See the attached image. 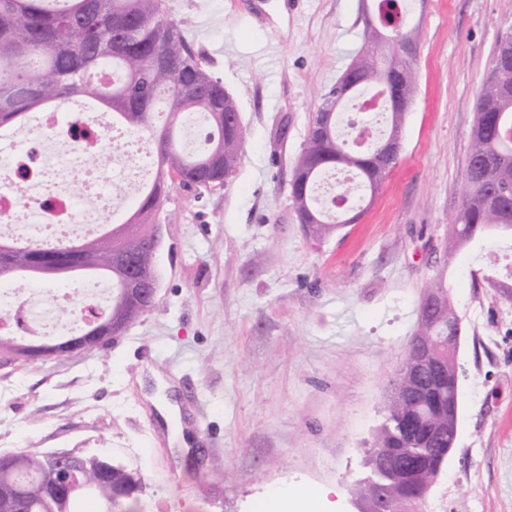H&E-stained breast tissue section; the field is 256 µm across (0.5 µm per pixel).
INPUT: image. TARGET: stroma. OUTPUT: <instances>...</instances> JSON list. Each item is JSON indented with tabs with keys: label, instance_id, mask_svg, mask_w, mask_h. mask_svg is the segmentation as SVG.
<instances>
[{
	"label": "stroma",
	"instance_id": "stroma-1",
	"mask_svg": "<svg viewBox=\"0 0 512 512\" xmlns=\"http://www.w3.org/2000/svg\"><path fill=\"white\" fill-rule=\"evenodd\" d=\"M360 0H165L235 98L246 142L234 182L174 190L157 216L156 308L80 356L0 352V454L109 455L140 470V512H350L381 423L442 278L461 318L457 446L422 512H512V241L449 252L481 83L512 0H418L416 93L399 162L361 216L314 238L288 197L324 92L363 45ZM181 406L168 425L159 384ZM195 443L176 460L171 438Z\"/></svg>",
	"mask_w": 512,
	"mask_h": 512
}]
</instances>
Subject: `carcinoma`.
Returning <instances> with one entry per match:
<instances>
[{
    "label": "carcinoma",
    "instance_id": "obj_1",
    "mask_svg": "<svg viewBox=\"0 0 512 512\" xmlns=\"http://www.w3.org/2000/svg\"><path fill=\"white\" fill-rule=\"evenodd\" d=\"M373 17L364 18V44L349 63L359 80L352 86L338 78L322 95L312 118H323L358 98L376 92L382 98L378 134L366 142L347 138L331 121L318 139H306L293 168L289 198L299 220L318 238L346 223L316 195V183L328 171H351L355 181L340 186L351 199L367 185H381L397 165L396 145L402 139L404 92L415 88L418 57L404 60L397 72L401 95L392 97L385 83L386 62L401 40L421 45L419 24L412 21L407 0H370ZM185 20L172 18L164 0H0V130L23 124L38 110L75 96H91L112 113L116 125L145 134L155 143L156 176L135 200L134 211L121 224H106L93 239L66 249L46 251L37 243L0 241V265L44 280L47 270L69 269L112 282V295L103 312L85 323H107L96 344L124 332L153 310L156 301H129L121 296L127 268L144 282L157 278L154 233L142 230L145 219L158 212L169 193L190 189L197 179L212 186L233 182L246 130L238 105L192 52ZM497 40L490 72L477 99L471 130V151L464 174V197L454 215L449 240L454 248L481 234L512 235V61L504 60V43ZM210 128L207 141L187 149L175 132L196 120ZM418 335L429 337L442 360L438 373H429L431 395L408 386L391 399L369 455L384 448L400 452L389 460L388 473L402 489L390 512H417L420 494L432 471L410 466L425 448L451 443L448 415L459 403L454 388L455 361L461 320L440 281L424 290ZM23 343L0 338V350L24 361L60 355L61 344L46 346L39 357L21 351ZM141 485L137 471L109 458L77 457L61 464L46 454L19 451L0 461V512H74L75 501L91 495L99 512H137V498L115 493Z\"/></svg>",
    "mask_w": 512,
    "mask_h": 512
}]
</instances>
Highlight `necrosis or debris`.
I'll return each mask as SVG.
<instances>
[{"label": "necrosis or debris", "instance_id": "obj_1", "mask_svg": "<svg viewBox=\"0 0 512 512\" xmlns=\"http://www.w3.org/2000/svg\"><path fill=\"white\" fill-rule=\"evenodd\" d=\"M149 140L113 125L109 113L68 100L28 119L17 131L0 134V237L65 241L94 234L111 222L115 201L101 186L100 169L112 165L127 197L147 184ZM95 156L99 166L80 167ZM24 177L27 199L13 191ZM110 293L99 283L82 288L17 287L0 291V331L51 339L78 329Z\"/></svg>", "mask_w": 512, "mask_h": 512}]
</instances>
